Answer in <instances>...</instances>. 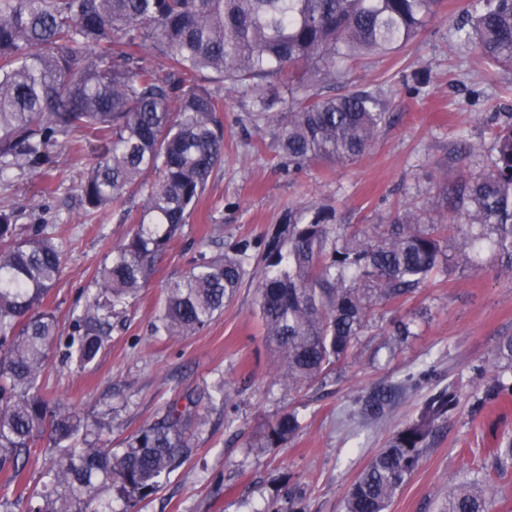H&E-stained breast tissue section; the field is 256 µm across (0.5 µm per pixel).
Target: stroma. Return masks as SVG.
I'll return each instance as SVG.
<instances>
[{"mask_svg":"<svg viewBox=\"0 0 512 512\" xmlns=\"http://www.w3.org/2000/svg\"><path fill=\"white\" fill-rule=\"evenodd\" d=\"M466 3L441 0L410 46L353 69L352 84L384 89L391 115L353 163L289 166L272 144V129L250 126L244 102L226 97L224 164L182 237L113 319L94 362L83 367L50 358L40 379L49 396L88 416L96 402L111 404L114 428L103 439L116 448L167 404L197 402L194 451L142 512H288L293 495L302 497L306 512H345L349 487L389 435L448 387L459 404L388 512H438L449 485L477 471L489 474V512H512V463L495 467L493 456L502 437L512 435V396L482 399L483 370L499 341L512 336V276L491 250L469 265L451 264L407 302L389 308V315L415 322L401 350L385 346L381 327L373 326L325 384L292 394L275 382L278 358L263 333L253 283H244L196 335L154 332L167 281L183 274L199 251L215 256L236 240L262 239L287 211L312 202L335 210L340 224H388L403 204L426 207L478 172V157L466 149H490L495 129L486 114L512 112V68L486 74L461 45L455 28ZM93 159L80 135L74 145L54 150L43 177L16 170L0 182V208L18 210L24 225L30 214H40L43 231L63 244L64 272L44 306L64 335L139 212L140 201L132 197L83 219L79 184ZM409 377L414 389L384 420L363 417L362 396ZM219 380L223 401L210 396ZM289 410L299 416L298 434L284 447H263L271 421Z\"/></svg>","mask_w":512,"mask_h":512,"instance_id":"obj_1","label":"stroma"}]
</instances>
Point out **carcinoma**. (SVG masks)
I'll list each match as a JSON object with an SVG mask.
<instances>
[{"label":"carcinoma","instance_id":"1","mask_svg":"<svg viewBox=\"0 0 512 512\" xmlns=\"http://www.w3.org/2000/svg\"><path fill=\"white\" fill-rule=\"evenodd\" d=\"M440 0H0V180L15 169L37 175L50 149L83 132L99 142L80 183L86 215L139 197L135 230L99 272L96 288L58 335L41 303L61 278L64 251L42 232L24 233L0 209V508L18 489L39 442L59 452L24 512H122L156 493L188 457L189 412L173 403L118 450L101 440L112 421L88 424L38 384L52 344L67 359L95 360L112 317L144 287L156 259L179 237L224 162V93L251 104L245 121L273 126L297 165L351 163L389 121L383 90L349 83L346 63L409 46ZM467 42L492 66L512 67V0H469ZM160 57L159 67L152 58ZM491 153L465 182L459 224H431L409 205L392 224H338L325 207L290 210L255 246L242 239L222 255H201L165 286L155 331L193 335L210 324L244 281L257 284L265 336L280 354L288 392L323 381L346 360L375 310L406 299L448 267V245L469 259L489 245L512 273V113H491ZM148 172L157 174L149 182ZM413 322L384 328L393 347ZM482 401L512 396V336L498 344ZM397 389L370 393L363 411L385 416ZM457 405L450 389L432 395L418 418L393 431L350 486L346 512H387L421 464L438 423ZM301 424L293 411L270 426L263 448H278ZM478 480L448 488L440 512H488Z\"/></svg>","mask_w":512,"mask_h":512}]
</instances>
